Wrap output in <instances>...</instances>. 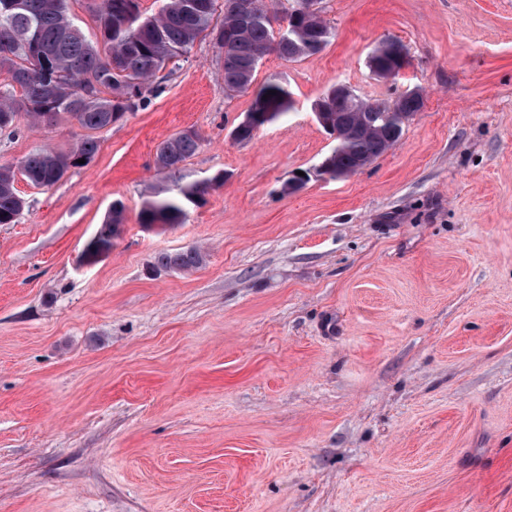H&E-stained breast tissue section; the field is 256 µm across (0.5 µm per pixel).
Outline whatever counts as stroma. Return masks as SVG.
I'll list each match as a JSON object with an SVG mask.
<instances>
[{"label": "stroma", "mask_w": 512, "mask_h": 512, "mask_svg": "<svg viewBox=\"0 0 512 512\" xmlns=\"http://www.w3.org/2000/svg\"><path fill=\"white\" fill-rule=\"evenodd\" d=\"M334 36L263 58L293 105L247 143L200 36L85 166L0 224V512H512V0H320ZM404 43L392 80L368 60ZM339 84L425 105L365 169L282 188L333 148ZM197 131L183 223L144 228L157 145ZM82 129L0 130V165ZM109 253L83 251L114 202ZM196 246L205 266L155 269Z\"/></svg>", "instance_id": "stroma-1"}]
</instances>
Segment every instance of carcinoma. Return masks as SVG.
I'll list each match as a JSON object with an SVG mask.
<instances>
[{
  "instance_id": "cac0c4a2",
  "label": "carcinoma",
  "mask_w": 512,
  "mask_h": 512,
  "mask_svg": "<svg viewBox=\"0 0 512 512\" xmlns=\"http://www.w3.org/2000/svg\"><path fill=\"white\" fill-rule=\"evenodd\" d=\"M68 0H0V70L10 83L0 86V128L14 124L23 112L34 125H51L63 116L87 131L68 151L42 148L15 167L0 166V224H13L25 206L15 187L22 177L36 188L49 189L65 174L90 161L98 150L94 133L142 108L157 88L151 78L165 64L180 58L214 21L218 0H161L157 13L142 15L140 0H99L95 9L102 45L94 44L71 19ZM251 19L240 24L237 0H224L222 25L231 31L223 43L220 65L222 88L232 96L247 92L263 57L276 53L295 62L320 53L333 32L318 14L296 10L288 0L280 12L271 0H247ZM397 39L379 45L369 68L383 76L401 68L400 54L391 50ZM21 96H16L15 88ZM276 94L270 96L268 91ZM324 124L336 145L324 157L338 176L358 172L392 149L403 136L404 117L423 107V96L407 93L393 100L348 98L325 93L317 99ZM292 108L291 93L279 79H269L255 92L249 111L272 121ZM202 143L194 130L181 131L163 141L154 158L162 183L152 188L140 212V224H179L185 206L224 183V176L200 184L185 182L184 163ZM123 208H114L89 241L83 258L92 263L112 249ZM206 253L192 247L162 252L156 267L189 272L202 267Z\"/></svg>"
}]
</instances>
